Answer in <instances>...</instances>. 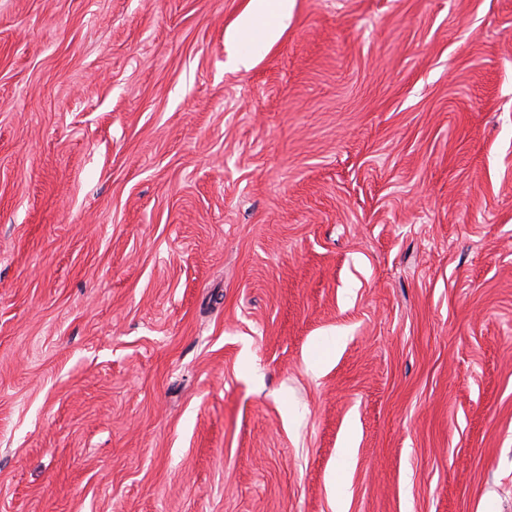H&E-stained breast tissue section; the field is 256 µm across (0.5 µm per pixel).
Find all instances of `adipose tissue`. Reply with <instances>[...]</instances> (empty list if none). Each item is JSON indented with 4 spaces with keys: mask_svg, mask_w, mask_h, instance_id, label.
I'll use <instances>...</instances> for the list:
<instances>
[{
    "mask_svg": "<svg viewBox=\"0 0 512 512\" xmlns=\"http://www.w3.org/2000/svg\"><path fill=\"white\" fill-rule=\"evenodd\" d=\"M293 2L250 0L247 11L239 18L232 35V41L239 50V62H248L254 53L279 38L281 24L290 15Z\"/></svg>",
    "mask_w": 512,
    "mask_h": 512,
    "instance_id": "obj_1",
    "label": "adipose tissue"
}]
</instances>
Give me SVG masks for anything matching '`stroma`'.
Returning <instances> with one entry per match:
<instances>
[{
	"instance_id": "obj_1",
	"label": "stroma",
	"mask_w": 512,
	"mask_h": 512,
	"mask_svg": "<svg viewBox=\"0 0 512 512\" xmlns=\"http://www.w3.org/2000/svg\"><path fill=\"white\" fill-rule=\"evenodd\" d=\"M0 0V512H512V0ZM294 0H250L247 11L239 18L232 42L238 48V61L247 63L266 44L277 40L281 22L288 19ZM245 49V51H241Z\"/></svg>"
}]
</instances>
